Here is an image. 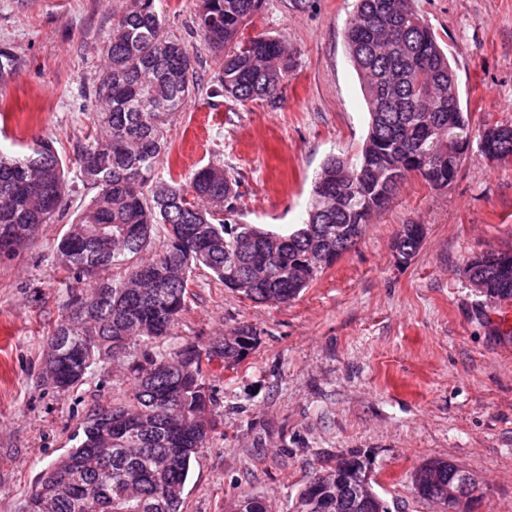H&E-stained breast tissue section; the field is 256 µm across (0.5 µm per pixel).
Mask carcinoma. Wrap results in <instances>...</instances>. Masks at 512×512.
Instances as JSON below:
<instances>
[{"label":"carcinoma","mask_w":512,"mask_h":512,"mask_svg":"<svg viewBox=\"0 0 512 512\" xmlns=\"http://www.w3.org/2000/svg\"><path fill=\"white\" fill-rule=\"evenodd\" d=\"M158 2L126 0L113 19L96 89L102 105L96 133L78 151V178L96 194L61 238L59 269L92 276L113 267L124 276L97 282L48 337L44 379L63 391L78 385L96 360L119 362L131 343L171 335L194 270H210L252 302L287 303L356 244L370 216L407 178L447 186L476 138L484 158L512 159V127L474 131L448 55L411 0H357L345 39L363 88L368 134L356 159L325 161L301 228L282 234L241 223L240 180L214 165L147 190L168 125L196 88L190 49L165 31ZM265 5L198 0L194 31L219 52L213 96L244 106L276 98L288 83L294 61L284 41L245 34ZM389 174L399 177L391 187L385 186ZM66 188L65 170L48 142L34 141L22 157L0 150V255L54 223ZM158 224L167 242L155 251ZM422 238L421 225L405 224L395 251L407 260ZM466 267L486 301L512 299L511 252H483ZM255 344L256 332L243 325L206 349L187 343L149 360L127 402L85 418L77 444L53 463L66 480L51 484L41 475L25 512H182L191 465L213 427L207 367L217 359L238 363ZM430 464L436 477L425 464L412 475L417 497L454 509L451 486L466 498L463 507L478 500L456 464ZM369 472L358 451L336 457L300 488L291 512H307L311 501L315 512H389ZM336 475L345 485L340 508L323 487ZM229 512H272V506L244 492Z\"/></svg>","instance_id":"obj_1"}]
</instances>
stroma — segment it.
<instances>
[{
	"label": "stroma",
	"instance_id": "1",
	"mask_svg": "<svg viewBox=\"0 0 512 512\" xmlns=\"http://www.w3.org/2000/svg\"><path fill=\"white\" fill-rule=\"evenodd\" d=\"M124 0H0V145L47 140L70 173L101 104L103 45ZM447 49L474 129L512 126V0H412ZM197 0H166V29L194 59L198 87L168 127L154 175L217 165L241 180L239 219L277 232L303 223L331 155L355 157L368 115L345 40L354 0H266L251 33L280 36L295 71L275 101L210 95L214 50L192 31ZM93 189L73 182L56 223L0 257V512H23L44 470L73 446L91 411L124 402L136 368L236 328L257 342L208 379L214 429L194 460L183 512H227L241 492L289 512L336 455L360 451L390 512H443L411 475L445 459L482 482L472 512H512V301L487 303L464 274L471 256L512 250V161L472 153L444 188L411 178L356 244L296 299L254 303L194 271L172 336L97 361L62 391L43 382L46 342L91 278L59 274L58 243ZM424 228L403 260V225Z\"/></svg>",
	"mask_w": 512,
	"mask_h": 512
}]
</instances>
